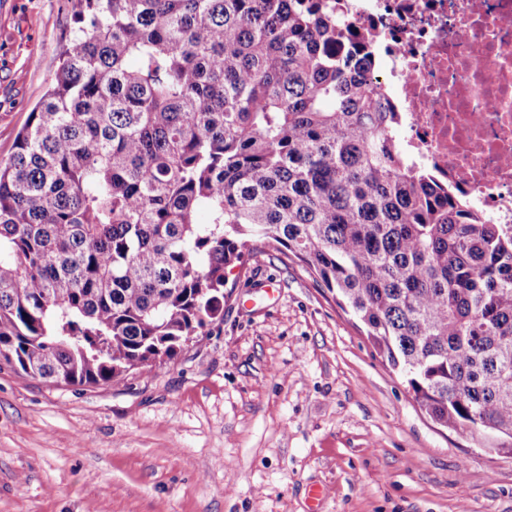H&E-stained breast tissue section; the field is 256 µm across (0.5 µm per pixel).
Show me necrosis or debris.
<instances>
[{
    "instance_id": "1",
    "label": "necrosis or debris",
    "mask_w": 512,
    "mask_h": 512,
    "mask_svg": "<svg viewBox=\"0 0 512 512\" xmlns=\"http://www.w3.org/2000/svg\"><path fill=\"white\" fill-rule=\"evenodd\" d=\"M388 65L383 103L415 160L512 224V0H350Z\"/></svg>"
}]
</instances>
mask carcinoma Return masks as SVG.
I'll list each match as a JSON object with an SVG mask.
<instances>
[{
    "instance_id": "cac0c4a2",
    "label": "carcinoma",
    "mask_w": 512,
    "mask_h": 512,
    "mask_svg": "<svg viewBox=\"0 0 512 512\" xmlns=\"http://www.w3.org/2000/svg\"><path fill=\"white\" fill-rule=\"evenodd\" d=\"M0 161V359L67 386L162 365L272 245L433 421L512 439V225L396 139L349 0H77Z\"/></svg>"
}]
</instances>
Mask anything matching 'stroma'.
<instances>
[{
	"label": "stroma",
	"mask_w": 512,
	"mask_h": 512,
	"mask_svg": "<svg viewBox=\"0 0 512 512\" xmlns=\"http://www.w3.org/2000/svg\"><path fill=\"white\" fill-rule=\"evenodd\" d=\"M73 0H0V161ZM164 368L55 385L0 361V512H512V454L436 424L360 322L273 248Z\"/></svg>",
	"instance_id": "35a3bbf8"
}]
</instances>
